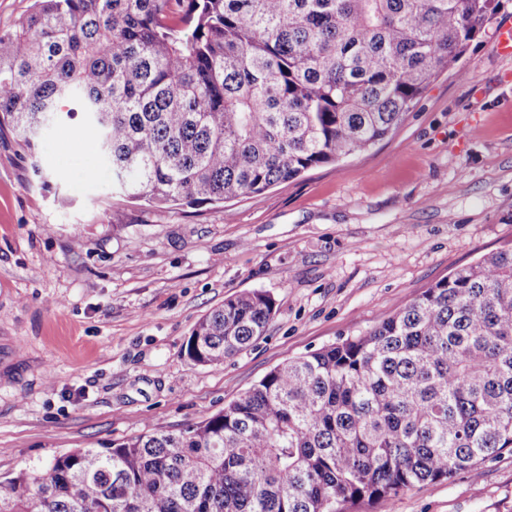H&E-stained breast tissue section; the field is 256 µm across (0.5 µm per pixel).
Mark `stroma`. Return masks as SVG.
Returning <instances> with one entry per match:
<instances>
[{
  "label": "stroma",
  "instance_id": "35a3bbf8",
  "mask_svg": "<svg viewBox=\"0 0 512 512\" xmlns=\"http://www.w3.org/2000/svg\"><path fill=\"white\" fill-rule=\"evenodd\" d=\"M486 37L368 152L255 196L150 207L112 190L82 115L36 156L0 131V481L177 431L286 359L356 336L512 241V56ZM270 293L263 336L219 366L184 354L225 298ZM354 512H512V454Z\"/></svg>",
  "mask_w": 512,
  "mask_h": 512
}]
</instances>
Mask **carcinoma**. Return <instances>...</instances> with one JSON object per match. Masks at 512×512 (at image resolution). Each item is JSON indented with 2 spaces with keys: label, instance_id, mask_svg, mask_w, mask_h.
<instances>
[{
  "label": "carcinoma",
  "instance_id": "carcinoma-1",
  "mask_svg": "<svg viewBox=\"0 0 512 512\" xmlns=\"http://www.w3.org/2000/svg\"><path fill=\"white\" fill-rule=\"evenodd\" d=\"M501 0H34L0 33V126L31 153L78 110L117 192L155 205L261 194L384 139L489 32ZM228 297L187 357L262 336ZM512 453V244L359 336L290 358L177 432L57 457L0 512H350Z\"/></svg>",
  "mask_w": 512,
  "mask_h": 512
}]
</instances>
